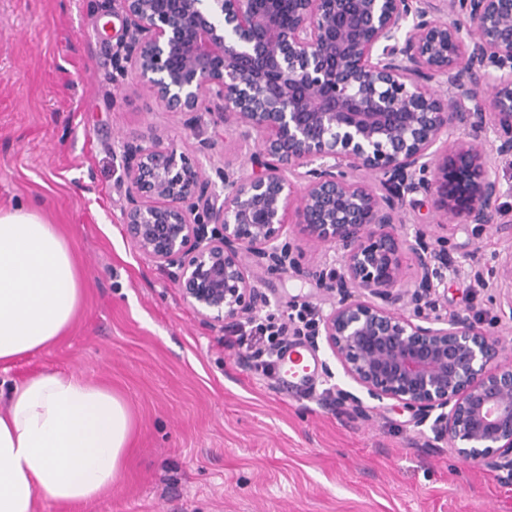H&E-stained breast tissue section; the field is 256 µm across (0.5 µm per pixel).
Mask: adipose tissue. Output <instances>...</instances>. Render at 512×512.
<instances>
[{
    "instance_id": "obj_1",
    "label": "adipose tissue",
    "mask_w": 512,
    "mask_h": 512,
    "mask_svg": "<svg viewBox=\"0 0 512 512\" xmlns=\"http://www.w3.org/2000/svg\"><path fill=\"white\" fill-rule=\"evenodd\" d=\"M70 241L34 209H0V364L54 345L82 306ZM134 430L125 400L74 373H40L0 412V512L99 500L118 481Z\"/></svg>"
}]
</instances>
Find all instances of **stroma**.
I'll return each instance as SVG.
<instances>
[{"instance_id": "35a3bbf8", "label": "stroma", "mask_w": 512, "mask_h": 512, "mask_svg": "<svg viewBox=\"0 0 512 512\" xmlns=\"http://www.w3.org/2000/svg\"><path fill=\"white\" fill-rule=\"evenodd\" d=\"M0 208L31 207L60 225L83 271L84 303L69 334L20 359L0 381L74 372L112 388L135 420L121 479L89 505L41 496L44 512H512V481L448 448L391 404L353 414L351 389L325 345L307 395L257 374L184 302L176 268L156 263L123 223V142L163 136L206 175L251 173L254 142L214 112L165 109L114 67L119 0H0ZM208 143L199 155L200 143ZM485 152L501 186L493 224L440 225L431 199L408 196L404 220L432 227L452 258L438 312L497 314L486 283L512 249V155ZM246 271L264 298L257 316L330 297L300 273ZM483 287L470 288L475 277Z\"/></svg>"}]
</instances>
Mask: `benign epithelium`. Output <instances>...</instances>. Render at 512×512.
<instances>
[{"mask_svg": "<svg viewBox=\"0 0 512 512\" xmlns=\"http://www.w3.org/2000/svg\"><path fill=\"white\" fill-rule=\"evenodd\" d=\"M120 4L121 73L170 112H219L258 147L256 170L216 183L160 136L123 143L125 226L140 251L177 267L183 299L220 326L263 303L245 258L299 270L332 296L317 335L359 388L339 403L361 415L366 398L395 401L430 424L429 447L512 477V359L498 332L512 321V254L494 321L442 316L448 254L420 224L398 234L418 192L445 220L494 223L500 183L483 140L490 131L512 154V0H448L446 12L426 0ZM460 127L467 138L448 144ZM290 224L338 268L297 267Z\"/></svg>", "mask_w": 512, "mask_h": 512, "instance_id": "benign-epithelium-1", "label": "benign epithelium"}]
</instances>
